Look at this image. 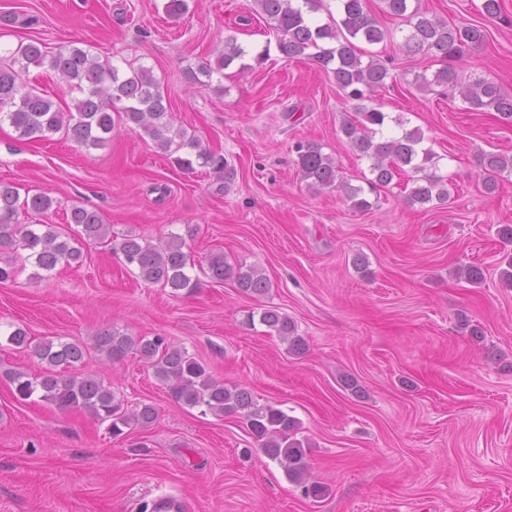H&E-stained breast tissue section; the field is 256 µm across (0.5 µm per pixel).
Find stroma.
Wrapping results in <instances>:
<instances>
[{
	"label": "stroma",
	"instance_id": "obj_1",
	"mask_svg": "<svg viewBox=\"0 0 512 512\" xmlns=\"http://www.w3.org/2000/svg\"><path fill=\"white\" fill-rule=\"evenodd\" d=\"M165 0H0L13 20L0 45L32 40L50 51L89 50L101 62L151 67L174 126L224 154L234 174L189 173L149 136L118 124L108 145L76 144L65 133L26 140L0 123V182L46 193L48 216L20 212L22 224L75 233L72 206L96 211L110 236L80 242V262L37 272L25 250L0 282V333L24 328L31 342L84 340L117 328L162 336L204 363L225 384L249 389L296 417L309 442L310 479L321 498L304 497L277 462L255 450L241 420L200 416L175 402L131 354L97 373L127 408L154 406L151 426L115 437L83 411L39 398H15L6 371L43 373L30 351L0 346V512H150L154 498L181 500L186 512H512V289L502 287L501 224H512V179L486 192L476 157L512 155V123L469 112L458 95L418 90L433 58L408 57L401 19L368 0L390 34L360 43L361 57L386 60L391 77L372 102L407 128H420L448 181L445 205H409L415 177L405 171L376 193L369 209L340 192L308 190L294 144L314 141L344 180L369 171L340 130L345 110L332 77L305 60L271 50L246 75L227 69L221 83L191 84L188 68L214 60L224 38L263 48L272 41L253 0H187L173 19ZM481 0H421L424 10L478 24L484 45L460 66L462 78L492 79L512 92V0L500 18ZM185 237L196 266L211 253L263 271L272 288L243 294L233 280L205 281L189 297L144 282L113 241L127 234ZM475 265L472 285L455 275ZM277 307L306 346L286 343L261 324ZM478 335H471V328Z\"/></svg>",
	"mask_w": 512,
	"mask_h": 512
}]
</instances>
